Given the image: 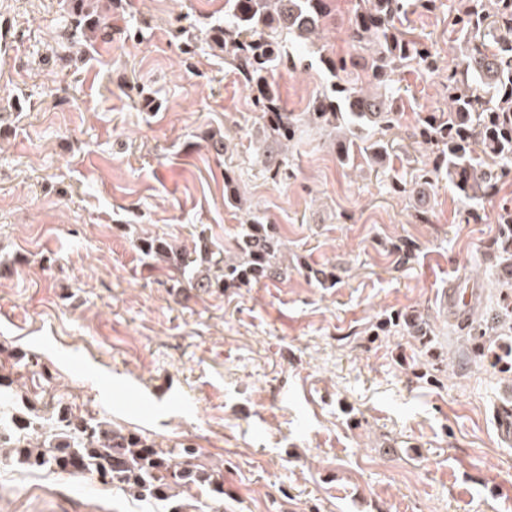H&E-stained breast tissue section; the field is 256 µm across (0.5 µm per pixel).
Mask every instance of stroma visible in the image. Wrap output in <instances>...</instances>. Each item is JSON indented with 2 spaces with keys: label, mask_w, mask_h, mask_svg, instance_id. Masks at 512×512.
<instances>
[{
  "label": "stroma",
  "mask_w": 512,
  "mask_h": 512,
  "mask_svg": "<svg viewBox=\"0 0 512 512\" xmlns=\"http://www.w3.org/2000/svg\"><path fill=\"white\" fill-rule=\"evenodd\" d=\"M104 2L111 41L72 54L64 0H0V399L21 390L18 411L66 407L195 448L224 472L201 512H512V446L490 417L512 398V371L473 349L475 321L500 303L489 245L512 176L471 214L444 177L392 189L432 160L413 135L418 113L448 107L440 77L402 75L382 164L341 165L312 133L276 171L256 157L248 91L208 39L224 0ZM454 3L404 21L447 64ZM275 81L302 112L325 76ZM215 130L231 145L221 156ZM229 170L246 209L224 203ZM253 212L288 245L283 278L180 286L137 248L149 234L220 250ZM451 285L477 289L472 324L449 318ZM412 315L429 343L378 334ZM0 512L167 505L0 458Z\"/></svg>",
  "instance_id": "obj_1"
}]
</instances>
